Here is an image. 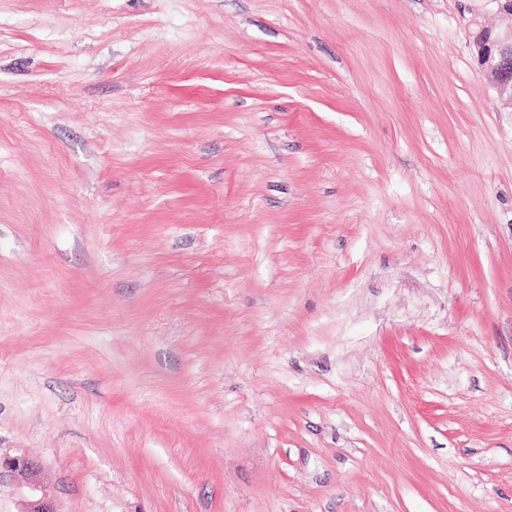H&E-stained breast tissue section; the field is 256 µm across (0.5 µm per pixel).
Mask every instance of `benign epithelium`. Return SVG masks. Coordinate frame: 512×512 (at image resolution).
<instances>
[{"label":"benign epithelium","instance_id":"1","mask_svg":"<svg viewBox=\"0 0 512 512\" xmlns=\"http://www.w3.org/2000/svg\"><path fill=\"white\" fill-rule=\"evenodd\" d=\"M503 24L500 27H481L473 35L481 68L494 79L498 96L512 103V0H493ZM8 468L24 475L30 499L25 512H57L43 486L39 468L22 458L0 459V469Z\"/></svg>","mask_w":512,"mask_h":512}]
</instances>
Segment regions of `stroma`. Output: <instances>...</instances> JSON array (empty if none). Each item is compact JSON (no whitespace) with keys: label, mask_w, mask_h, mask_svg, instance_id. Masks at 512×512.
<instances>
[{"label":"stroma","mask_w":512,"mask_h":512,"mask_svg":"<svg viewBox=\"0 0 512 512\" xmlns=\"http://www.w3.org/2000/svg\"><path fill=\"white\" fill-rule=\"evenodd\" d=\"M492 0H0V458L57 512H512ZM5 467L24 475L25 486L30 492L27 509L23 512H57L54 503L43 486L39 468L33 462L22 458H0V470Z\"/></svg>","instance_id":"obj_1"}]
</instances>
